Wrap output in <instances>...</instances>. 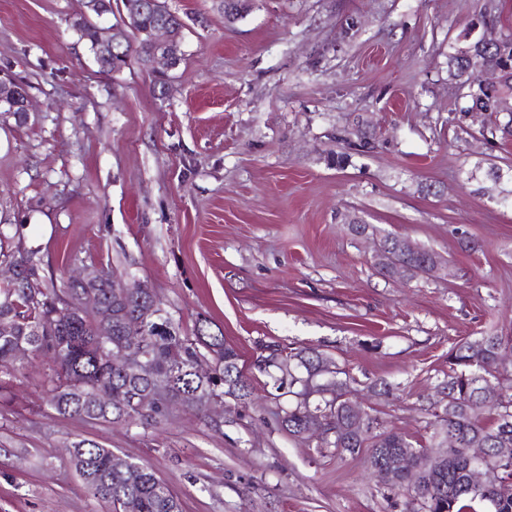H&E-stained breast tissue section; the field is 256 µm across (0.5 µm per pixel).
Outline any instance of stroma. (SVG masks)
<instances>
[{
  "label": "stroma",
  "instance_id": "obj_1",
  "mask_svg": "<svg viewBox=\"0 0 512 512\" xmlns=\"http://www.w3.org/2000/svg\"><path fill=\"white\" fill-rule=\"evenodd\" d=\"M168 5L186 27L162 96L139 64L100 70L74 26L86 0H0V71L29 97L26 116L0 112V289L29 255L47 289L97 266L182 335L223 336L252 392L150 425L62 418L43 400L50 359H22L0 375V512H106L70 465L79 439L151 465L182 512H421L366 454L284 430L253 361L317 349L425 447L449 351L512 334V136L483 139L484 112L451 121L448 71L512 33V0H251L231 25L221 0ZM353 218L432 251L440 274L381 275Z\"/></svg>",
  "mask_w": 512,
  "mask_h": 512
}]
</instances>
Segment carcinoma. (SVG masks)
I'll return each instance as SVG.
<instances>
[{"label": "carcinoma", "mask_w": 512, "mask_h": 512, "mask_svg": "<svg viewBox=\"0 0 512 512\" xmlns=\"http://www.w3.org/2000/svg\"><path fill=\"white\" fill-rule=\"evenodd\" d=\"M123 11L140 8V21L132 32H124L112 61H102L103 72L120 71L127 60L146 52L147 32L159 21L167 23L176 36L185 23L167 5V0H121ZM247 6L241 0H224V20L233 23L243 17ZM80 37L97 53L96 24L86 20L75 24ZM481 65L498 67L500 86L484 85L477 79ZM450 75L465 89L466 105L458 112L477 109L497 112L501 98L512 92V42L502 47L476 41L462 53L448 55ZM384 245L374 255L378 271L396 280L409 281L431 275L439 267L431 251L405 248L406 241L395 236L380 238ZM89 289L69 283L64 288L25 289L18 282L0 290V321H8L13 332L0 333V369L16 361L15 350L22 343L33 352L49 353L55 364V376L46 388V405L65 418L147 423L163 416L169 404L181 403L200 408L219 395L241 398L247 395L248 382L236 349L224 344V338L180 335L173 320L159 314L145 324L140 335L147 368L134 367L115 372L109 364L112 353L124 348L128 337L137 335L132 328L137 301L113 294L112 282L98 288L103 314H82L77 303ZM214 355L211 375L193 372L199 362V347ZM255 366L260 370L280 369L288 362V376H272L276 389L285 390L294 401L281 408V426L288 433L301 436L312 414L318 412L337 431L333 447L342 454L355 456L369 450L368 462L373 472L382 461L412 443L400 432L389 430L368 415L361 403L351 397L350 377L338 369L326 375L331 364L322 353L311 348L285 351L277 345L265 347ZM448 402L432 412L431 448L417 449L414 470L398 476L390 487L412 491L423 512H476L481 505L486 512H512V495L504 499L487 488H473L468 480L467 448L486 449L488 468L502 479L512 477V466L502 462L499 448H512V426L502 422L512 417V383L503 387L500 400L488 404L481 393L488 378L503 379L512 364V336L486 333L456 345L448 354ZM168 376L171 389L162 401L144 408L127 402L120 406L102 402L109 390L122 389L133 396L147 391L154 379ZM455 438L456 447L448 449V462L436 471L429 465L431 450L441 446L445 437ZM74 469L90 497L106 503L110 512H127L126 504L136 505L135 512H180V504L171 490L146 464L130 461L110 448L90 440L72 443Z\"/></svg>", "instance_id": "1"}]
</instances>
